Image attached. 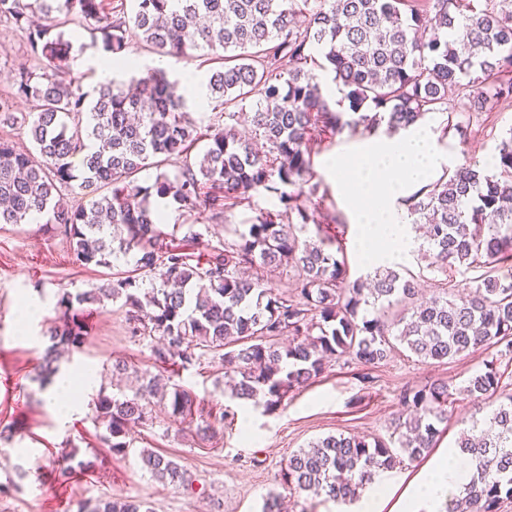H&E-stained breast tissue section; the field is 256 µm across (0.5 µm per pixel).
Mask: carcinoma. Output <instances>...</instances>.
<instances>
[{
	"label": "carcinoma",
	"mask_w": 512,
	"mask_h": 512,
	"mask_svg": "<svg viewBox=\"0 0 512 512\" xmlns=\"http://www.w3.org/2000/svg\"><path fill=\"white\" fill-rule=\"evenodd\" d=\"M25 34L31 52L52 73L19 67L0 80L11 98L36 103L16 116L0 100L4 119L30 125L35 153L0 136V224L43 219L69 241L84 266L112 268L133 253L134 269L99 286L63 289L61 321L45 327L48 345L38 378L60 371L62 351L85 343V315L122 301L132 333L148 341L167 380L118 361L112 375L137 374L132 393H99L95 420L115 455L128 453V431L156 421L184 422L191 391L173 380L205 359L218 361L232 396L274 412L290 392L308 386L332 361L371 369L399 343L421 362L441 363L501 345L512 349V128L499 144L494 172L477 163L445 170L406 199L413 223L424 226L418 251L427 268L448 275L456 266L491 270L464 293L448 289L419 297L411 274L385 266L349 280L337 235L315 225L306 198L317 125L339 134L359 126L376 132L406 129L429 113L447 115L448 91L461 108L486 111L512 101V0H135L132 13L109 12L105 0H0V19ZM86 23L102 62L121 61L128 45L191 59L221 53L208 78V100L223 122L198 130L177 79L152 69L124 88L112 80L90 94L66 78L72 42L61 28ZM331 71L343 86L348 112L325 96L315 70ZM206 142L203 153L191 148ZM176 160L172 176L150 186L136 175ZM88 201L68 203L63 191ZM107 193H102V190ZM273 192L279 208H260L251 223L200 261L172 243L151 198L208 210L215 219L230 206ZM294 271L282 293L264 274ZM151 287H143L144 278ZM496 360L465 380L475 398L500 394ZM453 388L446 382L407 388L389 440L329 435L291 454L282 480L298 492L337 501L354 498L379 470L414 461L435 447L448 419ZM458 448L477 462L465 487L468 512H500L512 499V394L488 418L472 421ZM142 467L175 488L192 484L179 462L152 450ZM79 512H154L147 502L99 500Z\"/></svg>",
	"instance_id": "1"
}]
</instances>
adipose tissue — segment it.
Wrapping results in <instances>:
<instances>
[{
  "instance_id": "ef3b65f1",
  "label": "adipose tissue",
  "mask_w": 512,
  "mask_h": 512,
  "mask_svg": "<svg viewBox=\"0 0 512 512\" xmlns=\"http://www.w3.org/2000/svg\"><path fill=\"white\" fill-rule=\"evenodd\" d=\"M441 163L428 131H407L379 145L368 142L355 158L334 160V169L352 172L343 185L363 227L361 244L367 260H394L410 248L408 209L402 200L430 184ZM474 470L473 463L440 453L423 479L407 484L398 503L403 512H438L469 482Z\"/></svg>"
}]
</instances>
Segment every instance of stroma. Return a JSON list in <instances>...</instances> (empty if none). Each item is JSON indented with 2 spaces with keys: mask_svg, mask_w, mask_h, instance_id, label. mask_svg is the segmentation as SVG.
I'll list each match as a JSON object with an SVG mask.
<instances>
[{
  "mask_svg": "<svg viewBox=\"0 0 512 512\" xmlns=\"http://www.w3.org/2000/svg\"><path fill=\"white\" fill-rule=\"evenodd\" d=\"M70 75L84 90L100 81L97 62L101 56L89 36L74 41ZM46 67L45 59L33 56L25 36L9 21L0 20V70L19 66ZM467 135H444V117L428 114L440 154L453 165L465 161L484 162L497 153L502 136L512 128V103L495 112H463ZM364 130H344L326 140L314 155L312 168L320 184L309 202L315 219L324 214L339 216L346 224L344 255L350 277L369 272L357 252L358 227L336 177L328 168L329 158L350 157L367 139ZM276 197L263 193L257 207L241 205L225 210L220 220L208 211L189 210L159 199L155 205L166 227L194 225L202 239L198 253L223 247L230 227L251 223L257 208L271 207ZM112 269L85 267L78 262L65 238L41 230L39 222L0 224V429L11 427V440L0 441V512H78L82 502L123 498L151 503L155 512H262L269 494L279 495L288 512H339L331 500L300 493L281 479V469L291 453L310 442L329 436L355 434L388 438L392 422L402 409L403 388L436 380L452 385L484 368L486 355L475 353L445 363H424L408 350L392 354L372 369V382H363L356 365L331 363L309 386L288 394L275 412L266 413L252 403L231 399L217 385V366L203 363L181 372L178 381L196 398L193 427L137 425L130 431L127 457L113 455L102 443L101 424L95 420L94 401L109 385L104 368L116 360H128L139 368L151 367L145 341L132 336L126 311L120 303L108 304L106 312L87 317L88 335L80 352L62 362L71 373L90 371L97 377L96 389L83 392L82 412L60 420L49 387L36 379L46 343L41 336L47 320L57 318L56 295L96 287L109 278ZM29 302L40 307L39 317L20 328L17 310ZM494 405L459 394L448 406V423L438 449H450L468 421L485 419ZM228 411L223 422H215L219 411ZM215 422L214 436L202 438L195 427ZM78 449L79 459L93 461L92 469L73 467L68 481L58 478L63 449ZM167 453L184 465L193 480L191 489H176L155 480L143 470L142 449Z\"/></svg>",
  "mask_w": 512,
  "mask_h": 512,
  "instance_id": "35a3bbf8",
  "label": "stroma"
}]
</instances>
